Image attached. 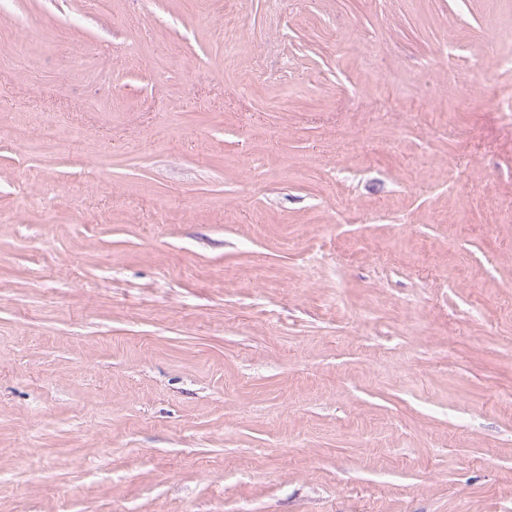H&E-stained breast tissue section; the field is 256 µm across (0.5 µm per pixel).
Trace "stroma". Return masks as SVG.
Segmentation results:
<instances>
[{"instance_id":"stroma-1","label":"stroma","mask_w":512,"mask_h":512,"mask_svg":"<svg viewBox=\"0 0 512 512\" xmlns=\"http://www.w3.org/2000/svg\"><path fill=\"white\" fill-rule=\"evenodd\" d=\"M508 53L512 0H0V512H512Z\"/></svg>"}]
</instances>
